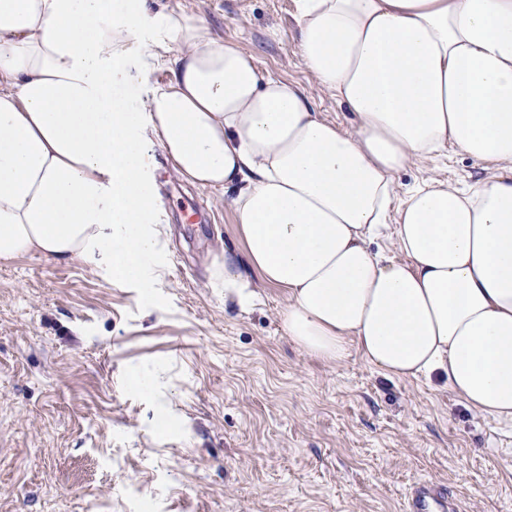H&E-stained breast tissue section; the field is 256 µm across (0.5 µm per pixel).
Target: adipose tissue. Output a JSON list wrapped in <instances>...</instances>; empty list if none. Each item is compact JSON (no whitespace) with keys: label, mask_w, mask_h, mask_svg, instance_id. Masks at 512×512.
I'll return each instance as SVG.
<instances>
[{"label":"adipose tissue","mask_w":512,"mask_h":512,"mask_svg":"<svg viewBox=\"0 0 512 512\" xmlns=\"http://www.w3.org/2000/svg\"><path fill=\"white\" fill-rule=\"evenodd\" d=\"M297 51L352 116L174 13L110 0H0V262L37 253L128 278L158 245L139 133L189 185L234 189L244 258L281 322L330 363L350 346L393 378L438 376L512 421V0H295ZM169 80L121 108L127 44ZM456 146L483 176L398 209L402 260L372 250L409 163Z\"/></svg>","instance_id":"ef3b65f1"}]
</instances>
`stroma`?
Here are the masks:
<instances>
[{"label": "stroma", "instance_id": "obj_1", "mask_svg": "<svg viewBox=\"0 0 512 512\" xmlns=\"http://www.w3.org/2000/svg\"><path fill=\"white\" fill-rule=\"evenodd\" d=\"M204 23L352 130L297 52L294 0H146ZM168 69L128 45L122 101L140 110ZM159 249L140 279L79 261L0 263V512H401L442 483L466 512H512V423L446 380L390 378L284 334V294L248 277V308L212 272L244 245L230 194L181 181L149 130ZM455 147L398 172L399 196L474 186Z\"/></svg>", "mask_w": 512, "mask_h": 512}]
</instances>
